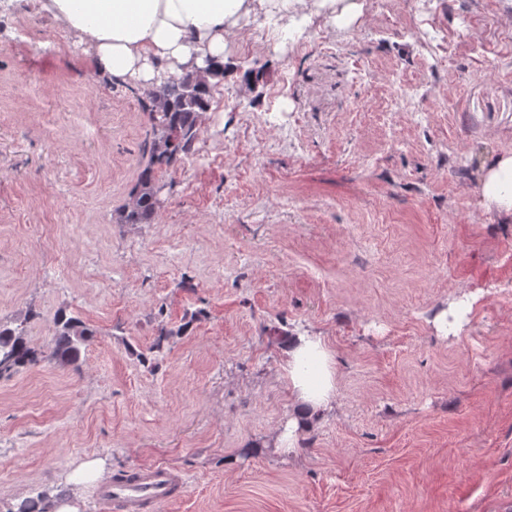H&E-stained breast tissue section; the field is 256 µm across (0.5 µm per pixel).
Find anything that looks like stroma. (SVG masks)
Masks as SVG:
<instances>
[{"instance_id": "35a3bbf8", "label": "stroma", "mask_w": 512, "mask_h": 512, "mask_svg": "<svg viewBox=\"0 0 512 512\" xmlns=\"http://www.w3.org/2000/svg\"><path fill=\"white\" fill-rule=\"evenodd\" d=\"M265 22L228 39L154 223L117 224L149 88L0 0V323L41 353L58 313L94 331L0 376V512H102L98 483L152 464L188 479L159 512H512V220L480 195L512 152V0H336L288 43ZM301 333L336 405L279 452Z\"/></svg>"}]
</instances>
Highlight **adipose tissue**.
Instances as JSON below:
<instances>
[{"instance_id": "ef3b65f1", "label": "adipose tissue", "mask_w": 512, "mask_h": 512, "mask_svg": "<svg viewBox=\"0 0 512 512\" xmlns=\"http://www.w3.org/2000/svg\"><path fill=\"white\" fill-rule=\"evenodd\" d=\"M253 0H39V8L62 22L77 44L89 46L109 78L153 82L157 73L177 79L195 69L224 63V44ZM480 193L486 206L512 215V155L485 171ZM282 376L291 395L286 433L277 447L292 444L336 401L335 362L321 337H289Z\"/></svg>"}]
</instances>
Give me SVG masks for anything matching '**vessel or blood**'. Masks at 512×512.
Masks as SVG:
<instances>
[{
  "instance_id": "obj_1",
  "label": "vessel or blood",
  "mask_w": 512,
  "mask_h": 512,
  "mask_svg": "<svg viewBox=\"0 0 512 512\" xmlns=\"http://www.w3.org/2000/svg\"><path fill=\"white\" fill-rule=\"evenodd\" d=\"M186 478L164 464L141 466L123 478L97 485L98 499L111 503L114 512H155L162 504L181 497Z\"/></svg>"
}]
</instances>
